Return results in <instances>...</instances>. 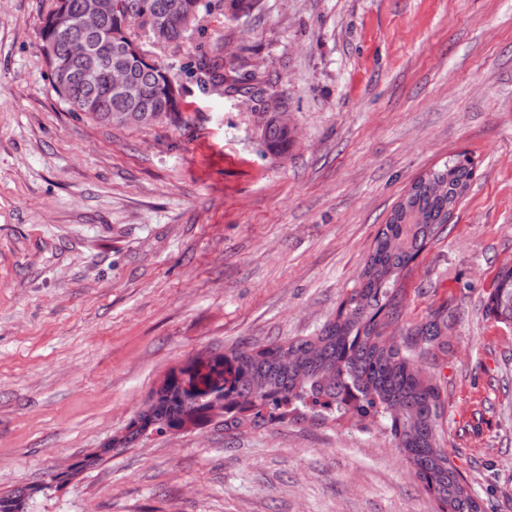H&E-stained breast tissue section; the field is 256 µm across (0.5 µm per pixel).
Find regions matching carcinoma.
Instances as JSON below:
<instances>
[{"label": "carcinoma", "mask_w": 512, "mask_h": 512, "mask_svg": "<svg viewBox=\"0 0 512 512\" xmlns=\"http://www.w3.org/2000/svg\"><path fill=\"white\" fill-rule=\"evenodd\" d=\"M88 0H51L40 31L41 46H53L44 55L51 86L63 64L71 71L68 91L58 94L69 109L89 118L124 126H154L177 122L182 112L183 86L170 70L143 48L135 32L147 30L153 42L178 45L185 32L199 22L200 0H112V17L95 30L80 24ZM257 0H223L231 15L247 13ZM67 13L72 24L56 33L51 19ZM81 40L95 48L107 40L111 50L101 57L97 72H85L71 55L72 42ZM122 66L140 90L133 96L112 92L107 74ZM202 91L249 94L264 100L262 113L277 109L280 100L264 98L255 74L224 73V57L203 51L193 66ZM263 145L277 156L288 153L290 133L263 118ZM473 175V161L459 154L417 178L394 205L378 230L362 269L358 286L342 303L336 319L314 336L285 344L240 347L208 358L215 379L200 389L194 379L183 386L177 373L185 374L195 362L166 376L157 398L126 428L119 447L127 448L153 433L178 430L186 424H209L207 410L213 402L224 404V428H238L246 418L255 425L265 421L267 408L284 418L290 409L308 408L327 417L355 412L372 413L389 422L396 447L413 467L414 474L448 512H483L467 482L451 464L438 441L441 404L432 380L415 368L413 348L428 349L442 335L439 313L404 336H385L383 320H396L404 289L399 280L431 240L441 235L453 210L466 196ZM487 310L494 319L512 325V265L502 268L491 292Z\"/></svg>", "instance_id": "carcinoma-1"}]
</instances>
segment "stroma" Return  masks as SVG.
Segmentation results:
<instances>
[{
	"mask_svg": "<svg viewBox=\"0 0 512 512\" xmlns=\"http://www.w3.org/2000/svg\"><path fill=\"white\" fill-rule=\"evenodd\" d=\"M51 0H0V495L24 512H440L383 421L291 414L209 424L63 469L124 432L190 360L314 335L336 318L394 204L459 154L472 185L404 281L398 329L446 309L414 352L438 435L485 512H512V325L487 312L512 264V0H202L178 46L144 49L184 86L177 123L119 128L51 88ZM218 49L280 98L205 93ZM262 137L265 149L277 156L286 155L293 143L290 133L267 117H263Z\"/></svg>",
	"mask_w": 512,
	"mask_h": 512,
	"instance_id": "35a3bbf8",
	"label": "stroma"
}]
</instances>
